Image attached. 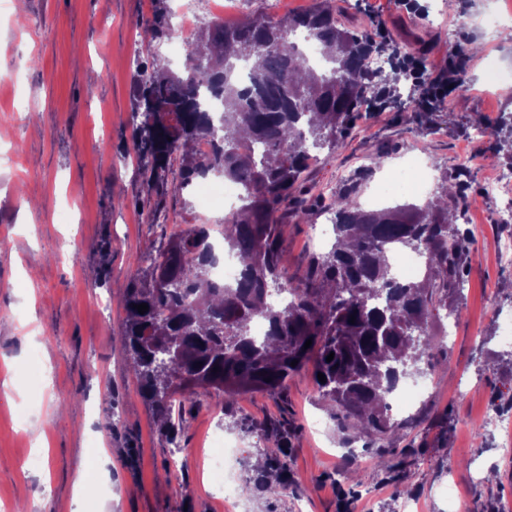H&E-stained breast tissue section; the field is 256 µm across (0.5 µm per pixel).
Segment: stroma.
<instances>
[{
    "mask_svg": "<svg viewBox=\"0 0 512 512\" xmlns=\"http://www.w3.org/2000/svg\"><path fill=\"white\" fill-rule=\"evenodd\" d=\"M485 0H443L428 19L403 0H342L351 24L399 56L424 55L428 72L462 76L435 112L416 104L376 105L361 112L334 149L313 152L305 184L320 213L310 224L287 223L283 248L289 276L311 253L328 252L334 232L310 237L324 221L328 189L349 173L380 172L422 154L432 179L467 163L468 273L460 294L432 318L437 342L426 389L403 412H391L381 440L356 437L320 399L311 370L288 380L282 394L247 392L232 408L224 396L184 395L185 423L176 438L139 396L122 336L123 288L149 267L174 225L202 217L193 188L168 192L161 208L136 168L115 166L131 148L137 73L182 61L143 41L152 19L144 0H25L27 23L0 14V74L17 76L0 97V363H13L12 398L0 395V512L26 503L30 512H221L226 502L208 473L210 438L221 432L225 467L239 483L280 480L277 493L243 497L240 512H512V455L500 453L512 422V265L497 255L512 224L497 223L482 198L484 182L512 169L492 134L512 114V93L492 82L512 72V40L488 39L462 24ZM18 146L27 177L4 159ZM35 208H27L30 199ZM112 300L104 319L96 300ZM51 324L54 335L41 333ZM328 429L313 431L312 419ZM46 431L49 447L35 446ZM284 449L266 458L272 440ZM392 463L384 470L378 455ZM88 468L83 502L73 482Z\"/></svg>",
    "mask_w": 512,
    "mask_h": 512,
    "instance_id": "obj_1",
    "label": "stroma"
}]
</instances>
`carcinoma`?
Instances as JSON below:
<instances>
[{
    "label": "carcinoma",
    "mask_w": 512,
    "mask_h": 512,
    "mask_svg": "<svg viewBox=\"0 0 512 512\" xmlns=\"http://www.w3.org/2000/svg\"><path fill=\"white\" fill-rule=\"evenodd\" d=\"M154 2L143 28L149 43L174 36L164 0ZM299 31L315 37L320 65L290 42ZM383 52L341 20L331 0H313L308 10L280 18L215 21L200 31L181 72L162 67L134 79L132 150L158 195H165L175 153L179 187L214 174L240 190L241 205L224 221V243L241 267L235 282L222 289L212 283L209 226L195 224L157 249L149 278L125 287L132 375L167 430L174 429L178 393L214 389L231 405L248 390L280 391L311 363L326 377L317 383L320 396L342 413L346 428L387 432L389 390L420 372L433 349L429 319L464 283L467 233L456 224L463 185L448 186L445 175L422 206L365 210L358 201L365 175L353 174L334 194L335 242L311 256L296 281L284 278L281 243L284 217L300 224L313 215L299 183L310 148L338 146L356 114L377 99L387 79L368 61ZM207 92L224 99L223 136L201 157L195 144L213 129L200 106ZM156 102L169 111H151ZM493 134L512 159V122ZM400 251L425 258L422 280L395 277L391 258ZM272 284L287 293L280 306L267 301ZM142 303L148 311L140 314ZM256 316L270 325L261 341L249 337Z\"/></svg>",
    "instance_id": "1"
}]
</instances>
